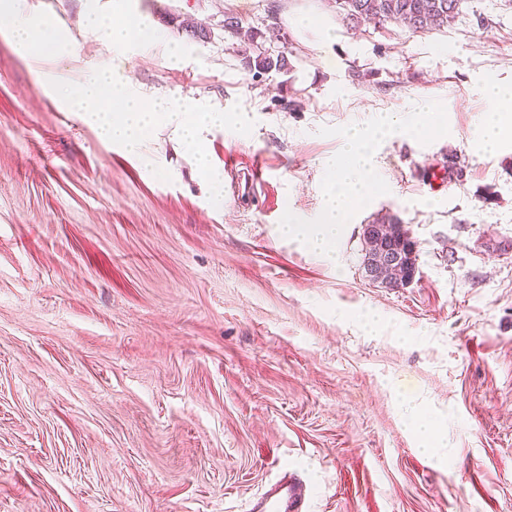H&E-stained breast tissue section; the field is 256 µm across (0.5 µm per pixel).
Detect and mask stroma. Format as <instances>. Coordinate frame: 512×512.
Returning a JSON list of instances; mask_svg holds the SVG:
<instances>
[{
  "instance_id": "obj_1",
  "label": "stroma",
  "mask_w": 512,
  "mask_h": 512,
  "mask_svg": "<svg viewBox=\"0 0 512 512\" xmlns=\"http://www.w3.org/2000/svg\"><path fill=\"white\" fill-rule=\"evenodd\" d=\"M112 4L25 0L79 48L44 69L0 30V512H249L284 469L308 512H512V143L469 137L483 82L512 83V0L417 34L349 28L333 0H122L159 38L146 54L84 27ZM228 16L280 19L288 71L245 70ZM102 67L249 113L209 138L223 199L170 129L130 156L63 108ZM379 112L410 128L379 144L337 264L281 239L318 221L345 129ZM387 214L417 244L405 288L361 269Z\"/></svg>"
}]
</instances>
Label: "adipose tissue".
Masks as SVG:
<instances>
[{
  "mask_svg": "<svg viewBox=\"0 0 512 512\" xmlns=\"http://www.w3.org/2000/svg\"><path fill=\"white\" fill-rule=\"evenodd\" d=\"M84 22L112 47H135L147 52L154 46L148 32L135 30L129 19L118 20L111 14L92 13ZM2 25L9 30L11 49L33 63H41L67 49L51 17L26 13L17 2L10 11L0 13ZM482 93L486 109L475 123L471 139L483 150L493 152L502 143L512 140V85L504 86L489 80L483 85ZM107 94L119 104V111L101 108L100 103ZM62 103L67 110L78 113L82 120L93 125L103 142L134 156L142 154L158 127H173L177 139L192 150L196 166L206 178L212 196L222 194L224 178L211 171L207 158L210 134L225 125L222 112L199 100L179 102L161 97L145 102L134 90L130 79L118 76L109 68L97 71L76 91L66 92ZM401 131L400 120L388 112L378 113L371 127L350 128L344 137L343 155L322 195L320 223L286 222L280 227L282 236L298 242L323 260L335 261L337 243L353 208L371 197L368 175L375 168L377 141L394 137Z\"/></svg>",
  "mask_w": 512,
  "mask_h": 512,
  "instance_id": "1",
  "label": "adipose tissue"
}]
</instances>
